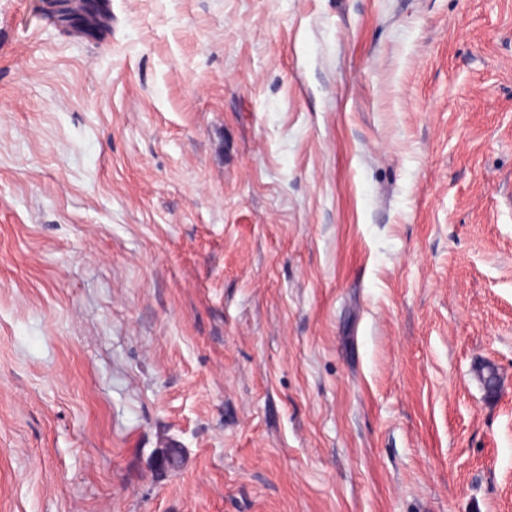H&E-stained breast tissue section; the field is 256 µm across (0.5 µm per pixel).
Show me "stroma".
Here are the masks:
<instances>
[{
  "instance_id": "35a3bbf8",
  "label": "stroma",
  "mask_w": 512,
  "mask_h": 512,
  "mask_svg": "<svg viewBox=\"0 0 512 512\" xmlns=\"http://www.w3.org/2000/svg\"><path fill=\"white\" fill-rule=\"evenodd\" d=\"M43 2L0 0V512H512V0ZM101 2H103L102 7L97 10V14L92 16L88 20V23L93 26H87L85 24V22L77 23V22H75L74 19H72L71 23H70V21L65 20L64 18H61L59 15H57L56 13H54L52 11H49V13L46 14V16H47V19L49 20V22L51 23V25H53L58 30H59L58 26L67 27V26L71 25V31H67V33L74 32V33L83 35L91 29L107 27V26H109L110 22L112 21L111 15L107 12V9L104 6V1H101Z\"/></svg>"
}]
</instances>
